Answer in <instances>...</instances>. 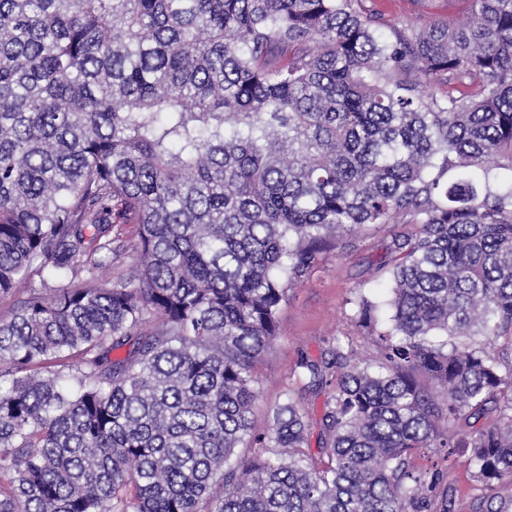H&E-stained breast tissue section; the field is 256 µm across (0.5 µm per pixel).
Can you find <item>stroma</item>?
Segmentation results:
<instances>
[{"instance_id": "1", "label": "stroma", "mask_w": 512, "mask_h": 512, "mask_svg": "<svg viewBox=\"0 0 512 512\" xmlns=\"http://www.w3.org/2000/svg\"><path fill=\"white\" fill-rule=\"evenodd\" d=\"M366 4L392 25L406 20L419 25L433 19L459 23L470 14L469 0H366ZM410 230L407 224L362 226L347 238L344 247L327 254L304 282L288 290L281 305L279 335L258 369L256 425H264L269 409L283 402L288 378L300 356L320 359L337 338L344 350L351 352L352 362L375 363L378 347L355 321L349 299L358 289L374 299L385 297L387 283L374 277L373 270L386 260L394 234ZM414 463L443 472L451 512H487L490 500L475 490L465 458L447 459L439 449L425 448Z\"/></svg>"}]
</instances>
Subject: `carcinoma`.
Instances as JSON below:
<instances>
[{"label": "carcinoma", "instance_id": "carcinoma-1", "mask_svg": "<svg viewBox=\"0 0 512 512\" xmlns=\"http://www.w3.org/2000/svg\"><path fill=\"white\" fill-rule=\"evenodd\" d=\"M470 2L0 0V512H450L422 448L512 492V0ZM400 223L379 361L255 428L287 290ZM365 3L391 25L406 20L420 25L433 19L459 23L470 15L471 7L468 0H366ZM293 397L299 406L305 411V413L309 415L314 423L315 419H320L325 399L323 393L317 394L299 392L298 388L295 387V393L293 394Z\"/></svg>", "mask_w": 512, "mask_h": 512}]
</instances>
